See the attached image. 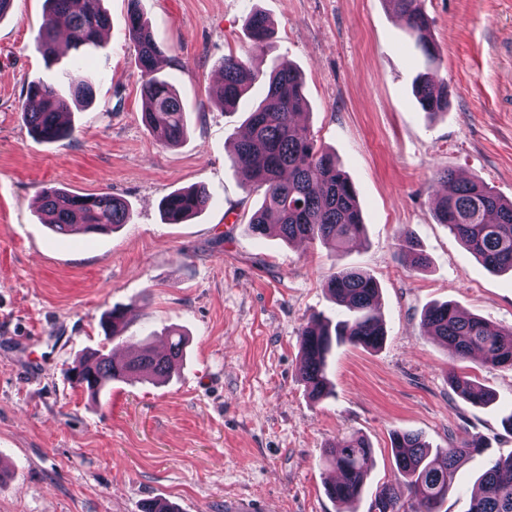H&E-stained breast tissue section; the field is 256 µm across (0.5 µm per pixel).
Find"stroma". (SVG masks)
Here are the masks:
<instances>
[{
	"label": "stroma",
	"instance_id": "35a3bbf8",
	"mask_svg": "<svg viewBox=\"0 0 512 512\" xmlns=\"http://www.w3.org/2000/svg\"><path fill=\"white\" fill-rule=\"evenodd\" d=\"M109 28L89 51L90 103L67 115L68 137L38 140L21 106L28 84L67 89L73 54L46 65L37 37L45 0H13L0 18V512H143L164 499L177 512H338L326 493L329 448L350 435L372 446L371 472L348 512H371L393 480V431L432 449L484 437L463 460L440 512H467L475 481L512 456V371L451 359L423 327L450 302L512 327V273H494L434 216L439 170L483 181L512 201V0H422L442 60L428 63L385 0H141L164 49L158 74L187 116L178 146L142 121L140 70L127 0H103ZM265 14L273 37L254 51L245 28ZM234 54L261 77L281 66L304 79L300 118L335 153L356 188L364 240L341 251L319 241L253 235L263 194L243 187L232 142L264 94L233 110L216 97L220 63ZM448 83L447 113L431 117L412 92L418 74ZM125 199L130 222L82 244L43 224V185ZM206 186L209 207L165 223L160 201ZM409 231L429 257L417 270L397 248ZM380 285V348H333V394L313 401L300 374V332L340 313L322 285L335 265ZM127 307L119 354L165 330L186 336L172 376L113 382L90 396L69 370L86 351L113 346L101 327ZM466 376L492 401L454 392Z\"/></svg>",
	"mask_w": 512,
	"mask_h": 512
}]
</instances>
